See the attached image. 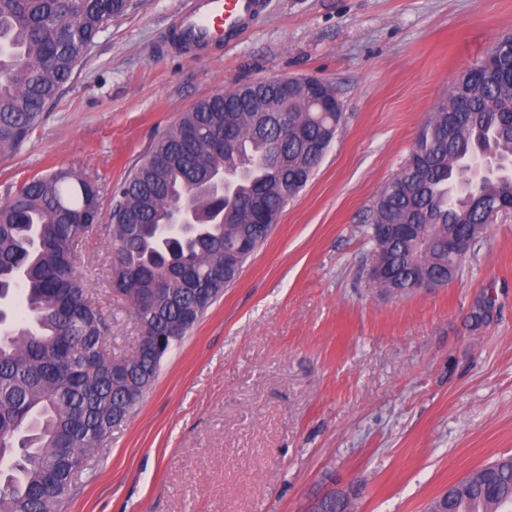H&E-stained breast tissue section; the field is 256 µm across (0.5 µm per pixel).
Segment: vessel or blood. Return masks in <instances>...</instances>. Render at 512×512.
Masks as SVG:
<instances>
[{"instance_id":"obj_1","label":"vessel or blood","mask_w":512,"mask_h":512,"mask_svg":"<svg viewBox=\"0 0 512 512\" xmlns=\"http://www.w3.org/2000/svg\"><path fill=\"white\" fill-rule=\"evenodd\" d=\"M263 17L264 0H191L173 31L185 46L217 48L237 41Z\"/></svg>"}]
</instances>
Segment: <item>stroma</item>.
<instances>
[{
	"label": "stroma",
	"instance_id": "1",
	"mask_svg": "<svg viewBox=\"0 0 512 512\" xmlns=\"http://www.w3.org/2000/svg\"><path fill=\"white\" fill-rule=\"evenodd\" d=\"M184 0H133L17 150L0 204L26 179H94L101 220L78 247L112 357L139 329L113 293L116 190L203 98L282 77L330 83L345 124L306 188L199 325L165 358L62 512H302L333 482L355 512H425L512 455V213L459 276L399 297L369 280L365 216L455 76L512 30V0H268L242 41L169 48ZM493 298L487 324L470 312Z\"/></svg>",
	"mask_w": 512,
	"mask_h": 512
}]
</instances>
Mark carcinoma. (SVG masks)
Returning a JSON list of instances; mask_svg holds the SVG:
<instances>
[{
	"label": "carcinoma",
	"mask_w": 512,
	"mask_h": 512,
	"mask_svg": "<svg viewBox=\"0 0 512 512\" xmlns=\"http://www.w3.org/2000/svg\"><path fill=\"white\" fill-rule=\"evenodd\" d=\"M131 0H0V149L15 150L42 120L48 104L88 48ZM512 46L500 45L488 65L462 70L413 143L402 170L378 192L366 216V236L400 295L430 277L448 280L480 242L489 211L512 195ZM274 97L267 81L202 99L159 137L118 189L110 213L113 289L138 313L140 345L112 358L111 326L89 304L75 275L76 245L100 213L95 184L85 175L53 171L34 176L0 205V304L20 300L9 320L0 307V512H59L76 479L119 421L133 414L166 355L191 332L240 271H223L224 252L249 259L300 191L344 123L323 112L301 86L283 105L288 125L257 113ZM237 146L215 151L224 127ZM492 150L497 168L456 206L476 146ZM249 167L239 200L211 211L183 236L160 233L170 210L198 185V162ZM437 512H512V459L472 472L432 503Z\"/></svg>",
	"instance_id": "1"
}]
</instances>
